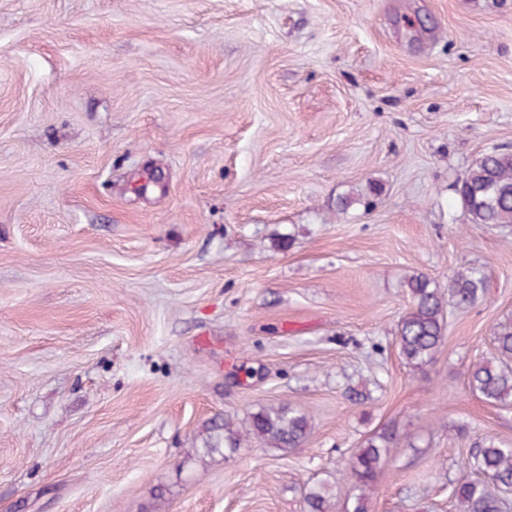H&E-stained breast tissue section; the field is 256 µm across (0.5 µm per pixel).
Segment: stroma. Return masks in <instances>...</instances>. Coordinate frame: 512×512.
Wrapping results in <instances>:
<instances>
[{
    "instance_id": "stroma-1",
    "label": "stroma",
    "mask_w": 512,
    "mask_h": 512,
    "mask_svg": "<svg viewBox=\"0 0 512 512\" xmlns=\"http://www.w3.org/2000/svg\"><path fill=\"white\" fill-rule=\"evenodd\" d=\"M495 147L512 0H0V512L340 506L388 427L411 446L371 512H456L472 444H512L468 385L512 320V226L454 195ZM463 265L484 300L409 368L407 276ZM279 404L304 447L200 453ZM306 512H333L335 503L330 489L324 483H317L304 490Z\"/></svg>"
}]
</instances>
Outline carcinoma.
<instances>
[{
  "label": "carcinoma",
  "mask_w": 512,
  "mask_h": 512,
  "mask_svg": "<svg viewBox=\"0 0 512 512\" xmlns=\"http://www.w3.org/2000/svg\"><path fill=\"white\" fill-rule=\"evenodd\" d=\"M457 202L469 224L512 225V150L493 149L481 154L455 186ZM409 307L398 321L399 354L417 370L430 365L445 336L446 309H466L485 298L486 277L475 266L458 268L442 289L424 273L407 277ZM496 357L474 365L470 389L486 401L512 406V321L494 330ZM203 453L219 449L235 453L244 437H253L270 448L287 452L304 445L311 434L308 417L285 405L262 406L245 419L215 418L205 428ZM403 447L393 429L366 440L352 458L347 477L356 494L344 512H368L376 478L389 457ZM463 476L454 488L458 512H503V496L512 490V446L487 435L470 449ZM306 512H335L330 489L317 483L304 490Z\"/></svg>",
  "instance_id": "1"
}]
</instances>
